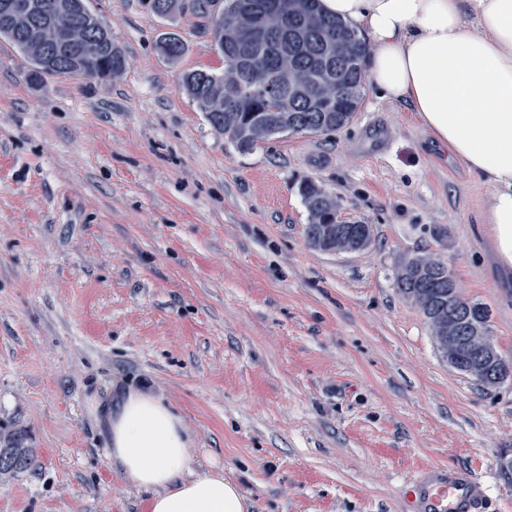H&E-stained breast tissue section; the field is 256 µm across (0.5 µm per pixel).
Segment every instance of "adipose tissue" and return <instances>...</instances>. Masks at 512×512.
Returning a JSON list of instances; mask_svg holds the SVG:
<instances>
[{
  "instance_id": "ef3b65f1",
  "label": "adipose tissue",
  "mask_w": 512,
  "mask_h": 512,
  "mask_svg": "<svg viewBox=\"0 0 512 512\" xmlns=\"http://www.w3.org/2000/svg\"><path fill=\"white\" fill-rule=\"evenodd\" d=\"M370 38L371 85L413 112L489 188L481 204L499 260L512 266V0H319ZM115 474L146 512H249L223 470H196L181 416L152 391L116 387L106 412Z\"/></svg>"
}]
</instances>
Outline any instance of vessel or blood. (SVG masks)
<instances>
[{"label": "vessel or blood", "mask_w": 512, "mask_h": 512, "mask_svg": "<svg viewBox=\"0 0 512 512\" xmlns=\"http://www.w3.org/2000/svg\"><path fill=\"white\" fill-rule=\"evenodd\" d=\"M486 497L468 472L452 469L426 484L421 503L425 512H483Z\"/></svg>", "instance_id": "vessel-or-blood-1"}]
</instances>
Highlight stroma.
I'll return each mask as SVG.
<instances>
[{
    "instance_id": "stroma-1",
    "label": "stroma",
    "mask_w": 512,
    "mask_h": 512,
    "mask_svg": "<svg viewBox=\"0 0 512 512\" xmlns=\"http://www.w3.org/2000/svg\"><path fill=\"white\" fill-rule=\"evenodd\" d=\"M87 6L124 52L111 79L30 84L0 39V421L34 453L0 512H144L105 448L116 383L174 408L195 466L233 477L252 512H412L433 466L512 512V385L452 368L396 286L405 258H443L512 360V268L480 222L482 180L370 85L336 132L239 149L180 87L224 70L222 0ZM310 180L371 225L366 249L309 244Z\"/></svg>"
}]
</instances>
